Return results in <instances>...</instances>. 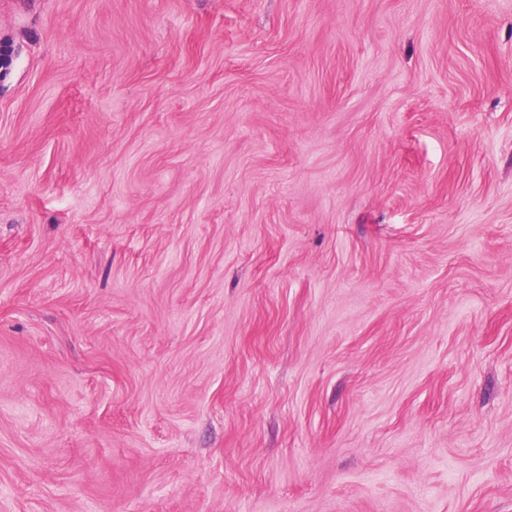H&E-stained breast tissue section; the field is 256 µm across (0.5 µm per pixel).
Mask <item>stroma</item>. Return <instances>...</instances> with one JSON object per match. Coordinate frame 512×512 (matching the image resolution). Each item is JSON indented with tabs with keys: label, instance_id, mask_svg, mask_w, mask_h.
<instances>
[{
	"label": "stroma",
	"instance_id": "35a3bbf8",
	"mask_svg": "<svg viewBox=\"0 0 512 512\" xmlns=\"http://www.w3.org/2000/svg\"><path fill=\"white\" fill-rule=\"evenodd\" d=\"M0 512H512V0H0Z\"/></svg>",
	"mask_w": 512,
	"mask_h": 512
}]
</instances>
